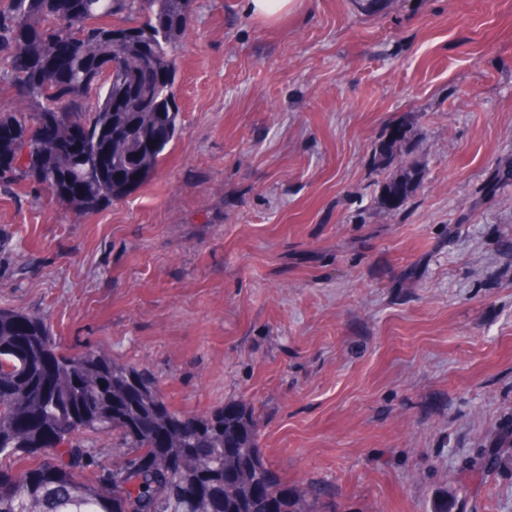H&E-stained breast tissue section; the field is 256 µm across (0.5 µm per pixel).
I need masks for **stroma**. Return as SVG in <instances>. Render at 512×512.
<instances>
[{
	"label": "stroma",
	"instance_id": "obj_1",
	"mask_svg": "<svg viewBox=\"0 0 512 512\" xmlns=\"http://www.w3.org/2000/svg\"><path fill=\"white\" fill-rule=\"evenodd\" d=\"M248 3L193 0L136 192L83 215L0 186V307L175 410L246 405L341 512H512V0ZM301 0H250L252 14L265 22H275L298 9Z\"/></svg>",
	"mask_w": 512,
	"mask_h": 512
}]
</instances>
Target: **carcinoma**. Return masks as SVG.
Masks as SVG:
<instances>
[{"mask_svg":"<svg viewBox=\"0 0 512 512\" xmlns=\"http://www.w3.org/2000/svg\"><path fill=\"white\" fill-rule=\"evenodd\" d=\"M84 2L77 21L68 0H0V88L15 104L0 112V180L88 214L140 188L179 131L192 0ZM110 62L132 79L101 78ZM414 175L406 165L386 189L405 197ZM115 431L132 455L109 468L87 436ZM334 499L325 486L288 493L246 406L176 411L147 369L66 354L44 317L0 309V512H319Z\"/></svg>","mask_w":512,"mask_h":512,"instance_id":"cac0c4a2","label":"carcinoma"}]
</instances>
